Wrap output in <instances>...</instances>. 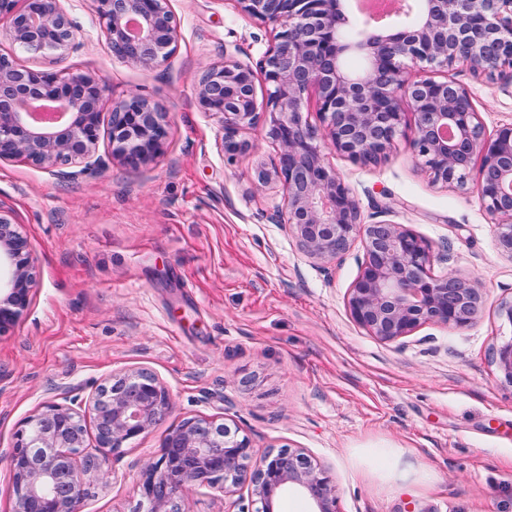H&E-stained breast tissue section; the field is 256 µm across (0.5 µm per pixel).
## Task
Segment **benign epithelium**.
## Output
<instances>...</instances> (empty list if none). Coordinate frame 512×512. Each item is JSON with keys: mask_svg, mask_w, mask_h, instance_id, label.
<instances>
[{"mask_svg": "<svg viewBox=\"0 0 512 512\" xmlns=\"http://www.w3.org/2000/svg\"><path fill=\"white\" fill-rule=\"evenodd\" d=\"M239 13L271 28L263 56L252 66L224 59L208 66L194 96L223 129L230 159L251 144L243 132L269 117L277 148L271 167L256 171L259 186H274L283 204L270 220L284 227L318 268L361 239L365 259L347 297L351 318L383 342L412 335L428 323L463 328L481 311L478 281L453 273L434 276L431 245L403 224L362 222L357 201L325 162L331 148L363 165L386 159L406 135L407 101L415 116L407 142L432 181L472 190L495 219L499 251L512 258V124L485 134L467 88L411 76L414 66L437 71L463 64L476 76L512 69V0H419L413 18L388 30L343 37L350 14L343 0H235ZM112 57L144 70L163 66L177 48L179 22L169 0H91ZM0 35L33 55L61 57L77 48L76 27L63 0H0ZM264 85L257 103L256 75ZM316 96L320 123L304 117L305 94ZM109 148L99 153L104 113ZM168 138L166 113L131 92L117 100L89 74L33 69L0 54V162L23 160L62 179L114 161L138 166L160 156ZM480 160L473 168L474 160ZM0 333L26 314L37 281L27 236L0 209ZM512 384V342L494 352ZM171 406L153 372L114 374L77 407L44 404L14 435L7 457L15 500L12 512H79L96 485L108 483L102 458L86 450L88 424L98 449L114 452L149 433ZM159 461L142 484L146 512H189V490L206 484L238 512H275L290 489L312 512H338L336 484L305 448L253 454L251 441L214 418L171 429Z\"/></svg>", "mask_w": 512, "mask_h": 512, "instance_id": "7a95c632", "label": "benign epithelium"}]
</instances>
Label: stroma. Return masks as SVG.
<instances>
[{
    "mask_svg": "<svg viewBox=\"0 0 512 512\" xmlns=\"http://www.w3.org/2000/svg\"><path fill=\"white\" fill-rule=\"evenodd\" d=\"M64 5L76 51L33 57L0 36V54L92 74L116 99L142 93L166 112L168 141L154 161L75 180L0 162V206L39 266L22 322L0 335V457L41 405L146 369L167 387L171 409L108 454L114 477L81 512H140L144 470L164 436L199 417L240 429L258 455L307 449L336 484L338 512H512V384L493 359L512 340L499 314L512 299V258L498 251L477 196L433 183L402 137L375 166L326 150L364 223L406 225L431 244L432 274L472 277L485 291L469 326L427 324L380 341L346 305L362 241L331 273L311 266L266 218L274 190L254 186L256 168L276 157L265 124L245 130L253 149L230 160L220 122L195 102L203 70L228 51L257 63L269 28L234 0H170L177 50L145 71L113 58L91 0ZM447 77L467 87L486 134L512 123V69L487 79L460 64ZM401 450L433 474L430 488L409 494L361 478L357 460L377 470Z\"/></svg>",
    "mask_w": 512,
    "mask_h": 512,
    "instance_id": "1",
    "label": "stroma"
}]
</instances>
